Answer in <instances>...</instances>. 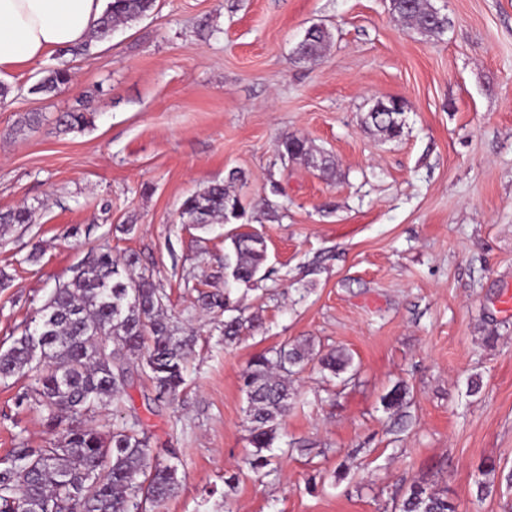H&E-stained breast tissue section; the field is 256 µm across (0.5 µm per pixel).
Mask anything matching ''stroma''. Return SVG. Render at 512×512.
Segmentation results:
<instances>
[{
    "instance_id": "obj_1",
    "label": "stroma",
    "mask_w": 512,
    "mask_h": 512,
    "mask_svg": "<svg viewBox=\"0 0 512 512\" xmlns=\"http://www.w3.org/2000/svg\"><path fill=\"white\" fill-rule=\"evenodd\" d=\"M447 14L431 38L389 0H156L88 55L0 75V212H34L0 234V348L100 247L137 254L199 338L175 399H156L139 372L127 390L153 453L181 463L162 512H395L417 481L456 512H512V0H447ZM315 24L331 41L318 61L298 59ZM54 66L70 83L33 93ZM392 98L405 106L395 138L367 120ZM83 103L93 123L58 132ZM27 112L43 120L17 132ZM289 135L329 156L334 177L284 160ZM234 170L243 179L229 181ZM224 181L246 222L182 223L184 200ZM245 230L266 259L229 285L224 257ZM204 276L256 329L225 342L194 303ZM304 340L316 357L290 378L270 466L253 470L242 374ZM334 348L352 371L321 370ZM399 381L397 415L382 398ZM28 383L0 381V458L53 439L39 408L15 403ZM488 459L497 471L480 500Z\"/></svg>"
}]
</instances>
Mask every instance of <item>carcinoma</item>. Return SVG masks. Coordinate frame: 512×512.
Returning a JSON list of instances; mask_svg holds the SVG:
<instances>
[{
    "label": "carcinoma",
    "instance_id": "1",
    "mask_svg": "<svg viewBox=\"0 0 512 512\" xmlns=\"http://www.w3.org/2000/svg\"><path fill=\"white\" fill-rule=\"evenodd\" d=\"M156 0H110L97 29L84 43L65 49L73 56L88 52L91 41L109 39L119 24L147 16ZM391 10L421 33L438 37L431 27L428 0H393ZM329 32H314L304 47L308 60H317L328 42ZM70 72L52 68L32 88L49 95L67 85ZM377 130L397 137L402 125L390 112L368 113ZM92 122V113L81 107L57 119L64 131L82 129ZM282 155L327 172L329 157L312 150L300 137L281 142ZM245 215V208L222 183H215L185 199L180 217L185 224H230ZM33 213L19 207L0 214V229L29 224ZM233 259L225 266L236 281L249 282L265 257L262 238L238 233L231 238ZM138 258H123L110 251L91 254L72 270V275L53 289L37 310L33 324L25 326L10 347L0 350V380L33 373V382L19 400L33 402L43 413L44 425L58 434L42 448L21 440L12 454L0 460V512H158L182 484L180 461H163L152 454L140 419L132 415L106 428L97 423L101 409L112 407L120 415L131 383L134 363L151 381L157 399L176 395L186 383L195 337L184 335L168 315L166 296L156 287L153 275L134 273ZM201 310L220 316L241 311L240 302L227 292L198 291ZM254 320L232 316L222 322L224 339L233 340ZM313 354L305 342L282 347L270 359L254 357L243 376L247 395L246 417L255 457L253 469L270 460L262 450L273 447L280 421L288 412V376L301 369ZM324 369L335 375L348 371L352 358L331 352L320 358ZM407 392L396 384L384 396L386 408H403ZM399 512H455L445 492L420 482L413 483Z\"/></svg>",
    "mask_w": 512,
    "mask_h": 512
}]
</instances>
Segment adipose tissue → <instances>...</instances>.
<instances>
[{
  "mask_svg": "<svg viewBox=\"0 0 512 512\" xmlns=\"http://www.w3.org/2000/svg\"><path fill=\"white\" fill-rule=\"evenodd\" d=\"M104 0H0V72L82 43L96 29Z\"/></svg>",
  "mask_w": 512,
  "mask_h": 512,
  "instance_id": "adipose-tissue-1",
  "label": "adipose tissue"
}]
</instances>
